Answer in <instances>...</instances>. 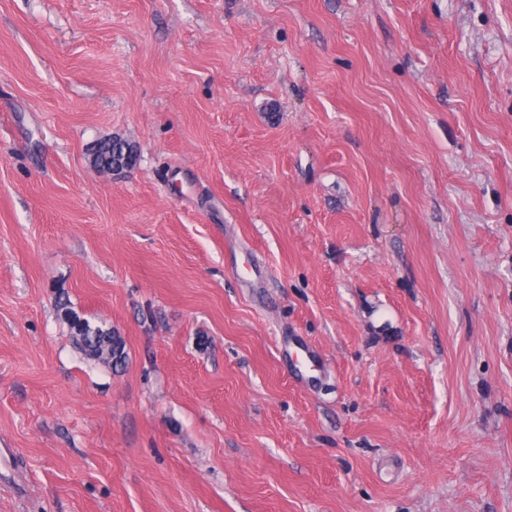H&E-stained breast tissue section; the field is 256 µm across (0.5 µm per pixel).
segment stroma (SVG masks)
<instances>
[{
    "instance_id": "1",
    "label": "stroma",
    "mask_w": 512,
    "mask_h": 512,
    "mask_svg": "<svg viewBox=\"0 0 512 512\" xmlns=\"http://www.w3.org/2000/svg\"><path fill=\"white\" fill-rule=\"evenodd\" d=\"M0 512H512V0H0ZM96 145L92 150L94 153L92 162L93 166L101 171H111L114 167L129 168L136 162L135 150L122 139L112 138V140L101 143L95 150ZM58 315L68 323L74 342L81 353L107 365L113 372L123 369L128 352L123 338L105 322H91L81 317L68 299L59 297Z\"/></svg>"
}]
</instances>
